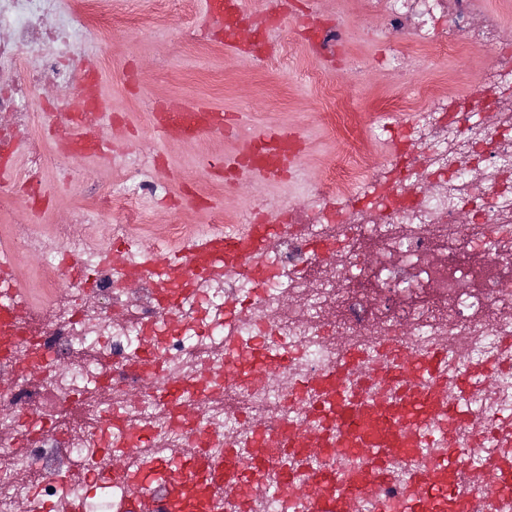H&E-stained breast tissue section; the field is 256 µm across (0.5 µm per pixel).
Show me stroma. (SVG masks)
I'll return each mask as SVG.
<instances>
[{
	"mask_svg": "<svg viewBox=\"0 0 512 512\" xmlns=\"http://www.w3.org/2000/svg\"><path fill=\"white\" fill-rule=\"evenodd\" d=\"M201 7V0H190L186 10L167 17H143L140 25L115 34L105 49L97 30L84 29L80 56L100 79L107 111L121 119L104 135L126 158L85 159L80 181L65 168L43 172V234L89 207V195L98 187L131 185L126 163L131 156L144 158L140 178L156 190L145 200L150 218L136 239L143 246L152 245L163 226L174 221L207 229L215 210L223 212L225 223H244L254 197L262 193L293 207L311 206L316 182L332 166L358 154L370 164L386 160L389 148L378 138L381 116L404 98L416 107L422 103L404 96L398 75L384 64L389 46L370 36L377 22L366 16L365 0H288L291 16L314 12L324 23L341 16L354 28L339 54L327 60L310 50L303 30L282 25V49L266 68L251 55L226 52L223 40L203 35ZM189 30L200 33V42L182 44ZM417 58L410 81L432 98L463 91L490 64L485 52L469 46L439 57L421 51ZM155 102H200L242 114L243 122L232 135L167 139L153 129ZM268 127L303 137L305 155L292 174L262 186L245 178L228 185L223 174L202 165L206 156L235 155L241 138Z\"/></svg>",
	"mask_w": 512,
	"mask_h": 512,
	"instance_id": "35a3bbf8",
	"label": "stroma"
}]
</instances>
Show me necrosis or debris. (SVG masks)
Segmentation results:
<instances>
[{
	"label": "necrosis or debris",
	"mask_w": 512,
	"mask_h": 512,
	"mask_svg": "<svg viewBox=\"0 0 512 512\" xmlns=\"http://www.w3.org/2000/svg\"><path fill=\"white\" fill-rule=\"evenodd\" d=\"M383 39L393 45L387 64L404 71L408 50L441 55L473 46L492 57L490 67L464 91L416 109L405 125L385 121L380 132L396 150L377 167L344 163L321 178L311 208L286 207L258 197L260 208L284 214L286 226L272 243L268 263L245 272L221 270L190 279L189 298L162 306L159 280L139 273L133 244L145 220L150 189L101 190L96 213L112 216V237L125 241L131 285L117 287L105 260L107 247L93 233L75 235L87 221L78 210L71 224L57 225L53 243L37 231L42 199L0 187V208L24 200L25 230L8 245L12 254L40 259L51 304L33 310L26 298L12 303L23 331L12 358L0 361V512H122L126 486L106 479L102 464L115 448L137 435L141 453L158 461L190 457L196 430L208 449L224 454L243 442L247 422L268 428L307 421L304 400L290 396L299 381L312 379L339 360L336 339L358 341L371 362L381 363L385 337L399 336L420 352L444 345L443 370L457 374L489 360L500 368L489 385H475L469 413L485 422L483 446L460 433L453 447L432 454H460L512 481V460L494 439L512 412V49L501 22L481 0H371ZM77 25L111 35L133 24L116 16L113 0H70ZM55 0H0V157L18 135L28 138L27 184L45 168L79 163L99 154L94 133L46 148L31 129L43 113L68 110L65 98L41 100L48 86L71 89L88 112L102 105L98 81L74 65L71 29L49 25ZM335 241L336 258L318 257L317 241ZM65 350L63 367L48 376L26 371L35 346ZM235 345L241 359L228 367L224 350ZM163 359L162 375L145 379L128 367L146 350ZM287 350L284 364L266 371L270 353ZM193 386V418L174 427L160 391L164 381ZM61 420L39 435L29 433L45 398ZM125 422L107 426L113 412Z\"/></svg>",
	"instance_id": "1"
}]
</instances>
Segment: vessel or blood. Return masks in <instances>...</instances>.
<instances>
[{
	"instance_id": "vessel-or-blood-1",
	"label": "vessel or blood",
	"mask_w": 512,
	"mask_h": 512,
	"mask_svg": "<svg viewBox=\"0 0 512 512\" xmlns=\"http://www.w3.org/2000/svg\"><path fill=\"white\" fill-rule=\"evenodd\" d=\"M206 19L211 27L224 24V9L232 7L238 18L237 29L224 40L226 49L239 48V32L248 25V0H203ZM157 131L185 140L229 128L231 115L206 106L187 103L154 113ZM107 113H78L68 118V132L90 126L104 127ZM303 153V141L297 134L269 128L243 142L231 163L256 180L274 182L284 168H296ZM279 232L278 224L265 220L245 225L237 235H208L186 243L179 250L162 256L154 249L141 251L140 269L149 274L162 273L184 280L217 268L233 272L261 260ZM383 363L374 367L366 360L363 348L356 344L342 347L340 359L320 379L298 382L293 391L302 395L315 390L320 424L302 429L294 424L268 430L251 425L248 456L236 447L224 450L223 457L197 448L193 460L175 459L165 466L143 463L113 464V481L125 484L130 492L125 512H179L185 486L201 479L206 483L205 512H237L238 505L252 494L246 473L252 464L276 460L279 470V512H351L354 499L364 494L368 484L365 474L382 475L390 459H407L418 449L452 441L462 414L461 407L472 378L463 373L444 377L439 364L448 357L443 347H433L417 354L408 352L399 337L385 338L381 345ZM383 380L390 389L386 401H378L369 385ZM339 451L344 459H357L358 467H344L338 472L336 493L326 496L311 488L300 487L293 478L298 466H312L314 459ZM168 481V500L158 506L148 488L158 473ZM438 458L426 456L411 476L414 488L426 487L442 474Z\"/></svg>"
}]
</instances>
